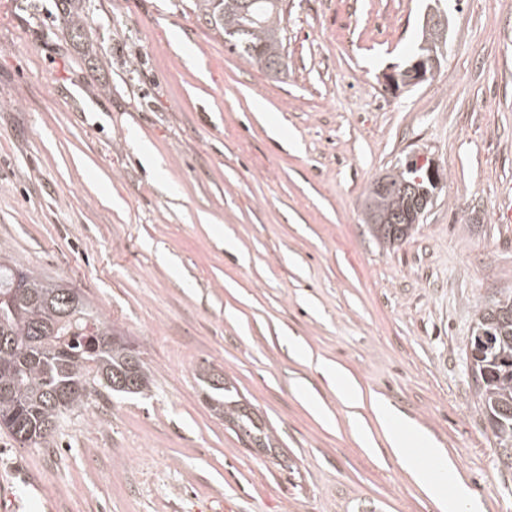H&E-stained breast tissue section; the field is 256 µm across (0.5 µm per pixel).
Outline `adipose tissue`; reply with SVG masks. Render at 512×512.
Instances as JSON below:
<instances>
[{
    "label": "adipose tissue",
    "instance_id": "1",
    "mask_svg": "<svg viewBox=\"0 0 512 512\" xmlns=\"http://www.w3.org/2000/svg\"><path fill=\"white\" fill-rule=\"evenodd\" d=\"M376 416L401 468L440 512H473L475 504L453 460L433 449L422 433L405 424L389 406L379 405ZM428 458L434 463L429 475L424 472Z\"/></svg>",
    "mask_w": 512,
    "mask_h": 512
}]
</instances>
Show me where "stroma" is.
<instances>
[{"instance_id":"obj_1","label":"stroma","mask_w":512,"mask_h":512,"mask_svg":"<svg viewBox=\"0 0 512 512\" xmlns=\"http://www.w3.org/2000/svg\"><path fill=\"white\" fill-rule=\"evenodd\" d=\"M196 2L0 0V252L85 294L154 380L37 446L0 430V512H439L380 402L457 464L479 512H512L466 359L480 307L512 289V223L494 221L512 186V0H284V76L225 50ZM433 4L439 74L386 90ZM414 155L439 169L434 203L379 243L367 189ZM205 369L275 447L237 439Z\"/></svg>"}]
</instances>
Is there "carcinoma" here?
<instances>
[{
	"label": "carcinoma",
	"instance_id": "1",
	"mask_svg": "<svg viewBox=\"0 0 512 512\" xmlns=\"http://www.w3.org/2000/svg\"><path fill=\"white\" fill-rule=\"evenodd\" d=\"M198 7L232 53L267 72H288L280 0H198ZM403 206V198L370 185L365 215L377 239L394 244L411 234V225L378 223ZM467 360L478 374L496 452L512 467V291L479 310ZM200 377L214 412L244 445L271 447L267 426L223 375ZM151 384L140 350L112 331L83 293L0 260V429L35 446L94 397L144 395Z\"/></svg>",
	"mask_w": 512,
	"mask_h": 512
}]
</instances>
